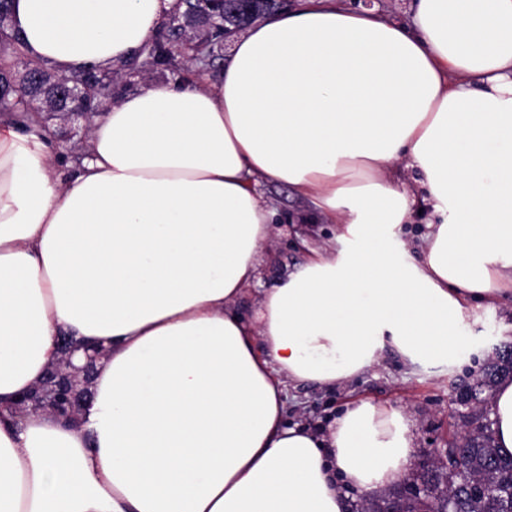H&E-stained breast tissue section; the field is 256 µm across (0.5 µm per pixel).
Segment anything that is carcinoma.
Wrapping results in <instances>:
<instances>
[{"label": "carcinoma", "mask_w": 512, "mask_h": 512, "mask_svg": "<svg viewBox=\"0 0 512 512\" xmlns=\"http://www.w3.org/2000/svg\"><path fill=\"white\" fill-rule=\"evenodd\" d=\"M184 11L176 24L172 26L173 40L161 46L146 45L137 58V64L143 71L171 69L190 63V59L180 52L178 40L183 34V25L193 19L196 12L192 0H183ZM12 0L0 4V78L6 80L22 66L35 69L42 76L41 90L33 100L43 104L48 112H59V119H64L65 102L56 97V81L61 77L52 68L32 63L26 48L18 35L4 28V23L11 16ZM118 77L112 68H100L89 71L88 84L94 104L101 108L112 102L113 87ZM16 93L4 94L0 99V115L30 119L26 112L34 111L15 100ZM504 378H512V342H502L488 362L472 377V383L466 389L477 395L473 405V422L475 426L466 428L461 441V459L467 470L474 476L485 479V486L476 493H471L459 486V480L453 469L446 464L431 463L433 480L438 485H445L448 491L457 493L456 512H512V454L501 453L495 443L493 421L486 411L487 397L493 388ZM393 498L401 500L405 512H441L442 503L437 497L419 505L404 497L403 489L398 488L387 496L375 500L371 506L382 509Z\"/></svg>", "instance_id": "1"}]
</instances>
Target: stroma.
<instances>
[{
    "mask_svg": "<svg viewBox=\"0 0 512 512\" xmlns=\"http://www.w3.org/2000/svg\"><path fill=\"white\" fill-rule=\"evenodd\" d=\"M261 192L275 212V235L260 268L258 286L269 288L308 260L309 248L299 246V238H307L310 247H319L333 238L335 227L305 222L304 202L291 187L266 185ZM258 288L249 289L239 304L240 310L252 320L257 317ZM464 325L474 349L469 363L445 373L424 372L389 352L370 372L339 388L292 383L286 387L289 422L324 425L346 398L361 396L404 408L414 423L418 452L453 445L462 431V418L448 407L451 391L461 378L482 367L495 345L512 341V307L504 305L492 311H477L466 317Z\"/></svg>",
    "mask_w": 512,
    "mask_h": 512,
    "instance_id": "stroma-1",
    "label": "stroma"
}]
</instances>
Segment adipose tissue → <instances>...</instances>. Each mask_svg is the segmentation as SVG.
Wrapping results in <instances>:
<instances>
[{"label":"adipose tissue","instance_id":"adipose-tissue-1","mask_svg":"<svg viewBox=\"0 0 512 512\" xmlns=\"http://www.w3.org/2000/svg\"><path fill=\"white\" fill-rule=\"evenodd\" d=\"M178 0H14L31 60L121 68ZM0 120V512H345L415 460L401 408L357 397L286 420L287 383L333 388L392 351L462 364L467 312L512 302V0H415L410 22L337 0L267 16L210 83L146 79L80 163ZM416 172L417 184L402 177ZM291 186L334 241L238 308ZM428 224L412 251L396 227ZM103 345L78 420L12 414L58 358ZM512 454V380L490 402Z\"/></svg>","mask_w":512,"mask_h":512}]
</instances>
